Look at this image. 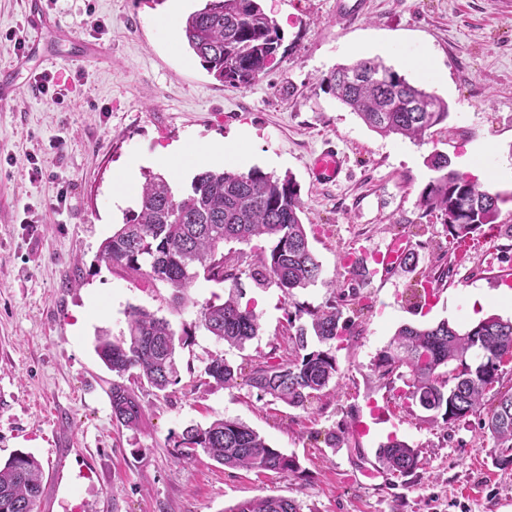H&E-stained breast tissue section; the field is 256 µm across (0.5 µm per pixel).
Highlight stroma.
I'll use <instances>...</instances> for the list:
<instances>
[{
  "instance_id": "obj_1",
  "label": "stroma",
  "mask_w": 512,
  "mask_h": 512,
  "mask_svg": "<svg viewBox=\"0 0 512 512\" xmlns=\"http://www.w3.org/2000/svg\"><path fill=\"white\" fill-rule=\"evenodd\" d=\"M284 40L275 68L250 86L220 83L184 43H171L160 18L168 0H59L52 15L95 56L70 44L45 59L0 44V69L14 70L18 91L0 110V461L18 452L44 468L36 512H225L257 495L296 500L304 512H512V468L493 465L491 437L478 416L448 424L400 396L402 381L380 378L376 355L405 324L446 320L470 325L475 291L512 287V238L480 235L465 259L443 227L418 206L435 153L464 172L491 173L512 193V0H367L344 19L339 0H263ZM100 20L95 33L91 20ZM378 58L415 84L433 61L448 83L450 117L422 141L381 136L329 94L321 80L340 65ZM73 77V95L55 104L33 87L36 74ZM244 140L249 165L300 186L310 247L322 280L285 296L243 280L260 332L238 350L195 328L197 311L221 285L198 280L181 311L172 288L132 279L99 262L101 243L138 207L112 202L119 165L172 143L197 148ZM347 156L334 185L316 183L313 157L325 144ZM43 177L30 181V158ZM70 208L57 214L61 186ZM420 247V268L443 272L430 299L413 297L416 274L391 269L358 286L360 313L336 350L339 375L308 409L258 399L246 382L191 391L208 359L251 366L289 348L286 314L330 298L325 283L348 278L346 255L374 262L395 237ZM138 306L187 332L178 351L181 382L162 393L132 388L146 408L140 431L112 418L113 374L95 352L98 334L121 338ZM238 419L273 447L296 456L295 474L229 470L198 455L182 462L172 435L185 426ZM356 424L341 448L329 432ZM415 448L422 469L407 477L366 470L389 436Z\"/></svg>"
}]
</instances>
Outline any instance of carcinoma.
Returning <instances> with one entry per match:
<instances>
[{"instance_id": "carcinoma-1", "label": "carcinoma", "mask_w": 512, "mask_h": 512, "mask_svg": "<svg viewBox=\"0 0 512 512\" xmlns=\"http://www.w3.org/2000/svg\"><path fill=\"white\" fill-rule=\"evenodd\" d=\"M182 39L216 80L249 86L277 63L283 36L261 0H204L190 13ZM364 74L352 77L343 65L322 78L326 90L355 112L375 132L419 141L448 120L449 106L441 97L410 83L378 58L359 60ZM428 167L437 176L419 195V206L435 214L448 242L471 240L484 228L499 226L501 204L509 196L473 178L448 169V157L435 154ZM300 188L292 178L280 179L258 168L247 172L205 170L194 176L190 191L177 195L161 174L148 173L139 211L112 230L100 246L99 259L127 275L159 281L175 291L174 309L180 311L198 279L228 284L224 302L201 306L195 326L230 347L244 349L260 332L254 307L242 305L241 279L258 288L276 285L286 295L321 279L300 214ZM264 238L269 248L252 245ZM252 245L253 255H224V243ZM336 298L324 306L303 307L287 314L285 330L292 343L284 358L274 353L250 370L246 383L261 399L307 409L336 381L339 367L336 343L354 325L344 309L356 295L329 281ZM128 335L98 338L96 351L105 366L122 378L133 369L137 377L165 392L180 383L177 336L164 317L132 307L127 315ZM512 357V318L491 314L461 329L443 320L435 325H404L375 360L382 378L403 381L405 398L444 422L461 421L480 410L487 392L500 382L495 360ZM242 368L213 356L200 374V384L229 387ZM112 417L122 427L138 431L144 405L122 383L109 390ZM484 428L494 446L495 464L512 468V387L499 390L487 413ZM178 460L191 461L199 453L228 469L296 473V457L272 447L253 428L238 419L215 420L203 427L191 425L173 436ZM379 462L390 472L409 476L421 466L416 449L396 437L379 445ZM43 469L30 453H17L0 464V512H36L42 493ZM226 512H303L293 499L257 496Z\"/></svg>"}]
</instances>
